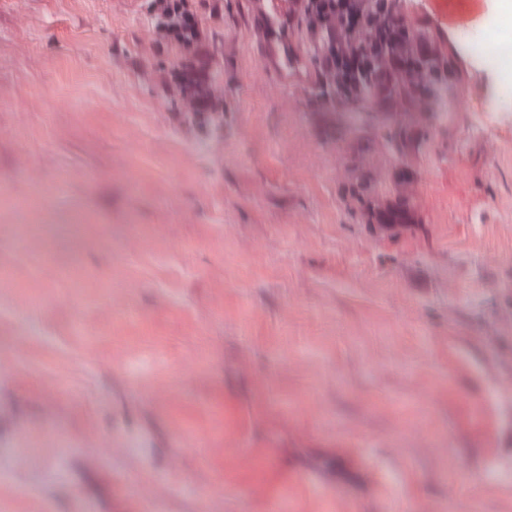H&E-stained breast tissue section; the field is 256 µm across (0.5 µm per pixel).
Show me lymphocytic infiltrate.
<instances>
[{
	"label": "lymphocytic infiltrate",
	"instance_id": "1",
	"mask_svg": "<svg viewBox=\"0 0 512 512\" xmlns=\"http://www.w3.org/2000/svg\"><path fill=\"white\" fill-rule=\"evenodd\" d=\"M155 44L182 48L184 61L174 82L193 114L216 100L204 34L186 0H151ZM300 15L320 39L319 81L340 100L374 97L384 106L420 103L437 71V48L411 33L401 0H301Z\"/></svg>",
	"mask_w": 512,
	"mask_h": 512
}]
</instances>
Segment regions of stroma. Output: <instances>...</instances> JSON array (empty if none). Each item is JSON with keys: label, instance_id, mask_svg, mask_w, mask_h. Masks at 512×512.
I'll return each instance as SVG.
<instances>
[{"label": "stroma", "instance_id": "obj_1", "mask_svg": "<svg viewBox=\"0 0 512 512\" xmlns=\"http://www.w3.org/2000/svg\"><path fill=\"white\" fill-rule=\"evenodd\" d=\"M191 8L205 123L148 0H0V512H512V21L386 108Z\"/></svg>", "mask_w": 512, "mask_h": 512}]
</instances>
